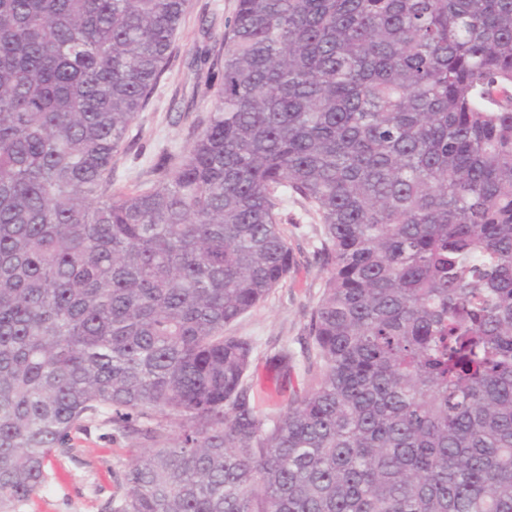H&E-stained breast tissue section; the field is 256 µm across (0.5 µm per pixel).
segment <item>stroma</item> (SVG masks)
I'll return each mask as SVG.
<instances>
[{
    "label": "stroma",
    "mask_w": 512,
    "mask_h": 512,
    "mask_svg": "<svg viewBox=\"0 0 512 512\" xmlns=\"http://www.w3.org/2000/svg\"><path fill=\"white\" fill-rule=\"evenodd\" d=\"M236 0H192L175 42L170 64L146 109L131 125L124 148L112 164L113 190L147 188L158 163L180 155L189 145L199 121L207 114L206 89L223 61L224 32ZM295 269L256 309L231 328L256 344L249 381L259 393L258 404L277 414L276 384L266 358L280 346L302 351L310 339L306 326L327 276L318 253L319 224L301 203L282 211ZM75 448L55 454L48 463L50 479L21 512H108L116 492L115 476L134 458L133 438L89 425L77 433Z\"/></svg>",
    "instance_id": "1"
}]
</instances>
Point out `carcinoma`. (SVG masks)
I'll use <instances>...</instances> for the list:
<instances>
[{
	"label": "carcinoma",
	"mask_w": 512,
	"mask_h": 512,
	"mask_svg": "<svg viewBox=\"0 0 512 512\" xmlns=\"http://www.w3.org/2000/svg\"><path fill=\"white\" fill-rule=\"evenodd\" d=\"M190 5L0 0V512L92 422L142 447L113 512H512V0H237L207 123L114 193ZM290 199L327 277L269 416L226 328Z\"/></svg>",
	"instance_id": "obj_1"
}]
</instances>
